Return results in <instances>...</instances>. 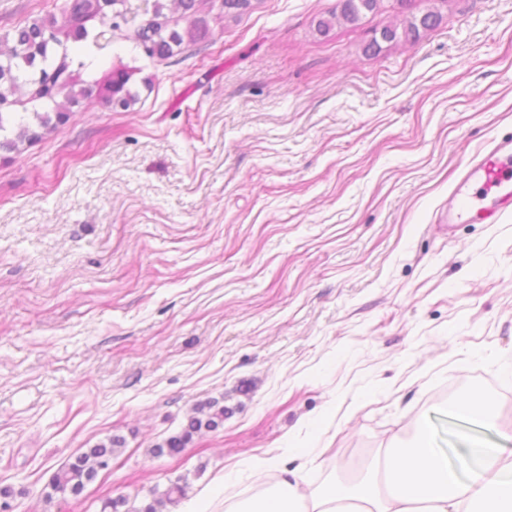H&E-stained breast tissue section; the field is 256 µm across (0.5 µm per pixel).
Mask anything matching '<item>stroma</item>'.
<instances>
[{
  "mask_svg": "<svg viewBox=\"0 0 512 512\" xmlns=\"http://www.w3.org/2000/svg\"><path fill=\"white\" fill-rule=\"evenodd\" d=\"M204 0L209 33L157 61L112 32L116 112L0 153V489L10 512H136L185 484L202 512L257 484L252 459L311 487L409 436L443 390L512 423V208L439 223L452 184L512 137V0ZM66 0H0V37ZM438 10L417 42L375 30ZM224 423L154 456L204 402ZM124 446L79 496L44 494L87 448ZM339 12L331 13L329 18H322L318 21L317 31L327 35L332 27L340 22L355 25L361 21L367 13H374L380 8V0H339Z\"/></svg>",
  "mask_w": 512,
  "mask_h": 512,
  "instance_id": "35a3bbf8",
  "label": "stroma"
}]
</instances>
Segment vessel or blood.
I'll return each mask as SVG.
<instances>
[{"label":"vessel or blood","instance_id":"1","mask_svg":"<svg viewBox=\"0 0 512 512\" xmlns=\"http://www.w3.org/2000/svg\"><path fill=\"white\" fill-rule=\"evenodd\" d=\"M462 181L478 184L479 191H455L446 222L462 224L476 217L497 222L504 205L512 202V141L495 143L474 157Z\"/></svg>","mask_w":512,"mask_h":512}]
</instances>
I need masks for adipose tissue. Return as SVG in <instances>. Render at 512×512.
Masks as SVG:
<instances>
[{"instance_id":"adipose-tissue-1","label":"adipose tissue","mask_w":512,"mask_h":512,"mask_svg":"<svg viewBox=\"0 0 512 512\" xmlns=\"http://www.w3.org/2000/svg\"><path fill=\"white\" fill-rule=\"evenodd\" d=\"M429 416L467 420L478 430L464 448L471 460L460 469L448 459L432 429L411 442L393 440L366 459L354 486L330 481L307 488L301 468L280 467L277 459H256L257 475L275 472L263 491L245 490L225 512H512V426L499 421L498 403L483 392L429 405Z\"/></svg>"}]
</instances>
